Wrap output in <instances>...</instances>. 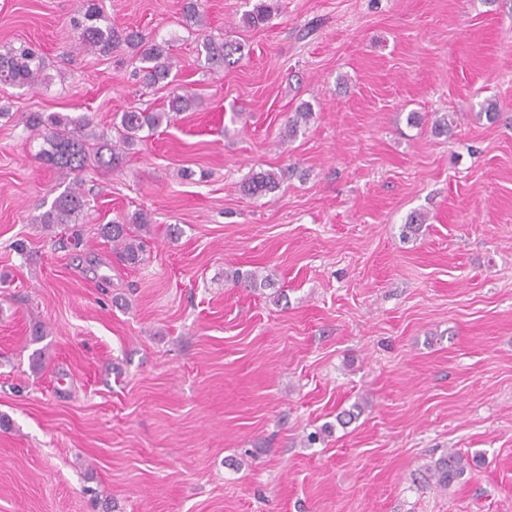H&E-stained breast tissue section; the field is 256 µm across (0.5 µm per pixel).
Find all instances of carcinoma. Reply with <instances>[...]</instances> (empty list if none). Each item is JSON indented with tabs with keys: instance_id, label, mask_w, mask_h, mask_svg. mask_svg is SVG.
Instances as JSON below:
<instances>
[{
	"instance_id": "obj_1",
	"label": "carcinoma",
	"mask_w": 512,
	"mask_h": 512,
	"mask_svg": "<svg viewBox=\"0 0 512 512\" xmlns=\"http://www.w3.org/2000/svg\"><path fill=\"white\" fill-rule=\"evenodd\" d=\"M274 11L269 0H252L251 9L242 15L243 23L256 28L271 19ZM183 17L187 25L204 27L207 19L203 0H185ZM102 15L95 0H83L82 20L77 23L79 43L87 52L107 54L112 47L123 43L132 56L140 62L136 76L147 86H168L173 82L175 62L170 49L163 44L152 42L139 31L120 32L107 24L100 25ZM205 64L210 69L233 68L245 57L243 44L233 40L207 38L202 42ZM45 61L38 51L31 47L9 49L0 52V83L11 86L36 88L45 79ZM194 96L187 90H176L168 99V111L154 112L132 108L118 112L112 118L117 140H109L90 132L91 120L85 116L68 117L45 116L38 112L30 113L25 126L33 130H43L45 146L40 151V159L66 179L89 166L118 168L122 163L124 148L152 135L163 121H171L180 113L188 111ZM313 117L310 105L306 104L288 117L281 142L297 136L301 126ZM281 177L275 172L261 170L255 172L242 185L243 192L251 197H260L272 192L280 184ZM84 196L74 189L60 194L49 210L44 212L40 223L47 228L74 224L84 212ZM102 234L112 241L121 261L137 265L144 252L143 241L131 234L130 224L114 221L102 225ZM470 461L464 455L450 451L429 466L431 478L441 488H448L460 478Z\"/></svg>"
}]
</instances>
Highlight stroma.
<instances>
[{"label": "stroma", "mask_w": 512, "mask_h": 512, "mask_svg": "<svg viewBox=\"0 0 512 512\" xmlns=\"http://www.w3.org/2000/svg\"><path fill=\"white\" fill-rule=\"evenodd\" d=\"M98 4L169 43L196 106L79 172L83 215L44 231L67 184L27 113L109 137L170 90L77 49L82 0H0V51L48 76L0 85V512H512V0H277L257 28L205 0L202 31L183 0ZM207 36L249 54L207 69ZM260 169L285 177L252 198ZM138 211L129 267L99 229ZM451 450L476 465L428 485ZM45 61L32 47L0 52V83L36 88L45 79Z\"/></svg>", "instance_id": "obj_1"}]
</instances>
